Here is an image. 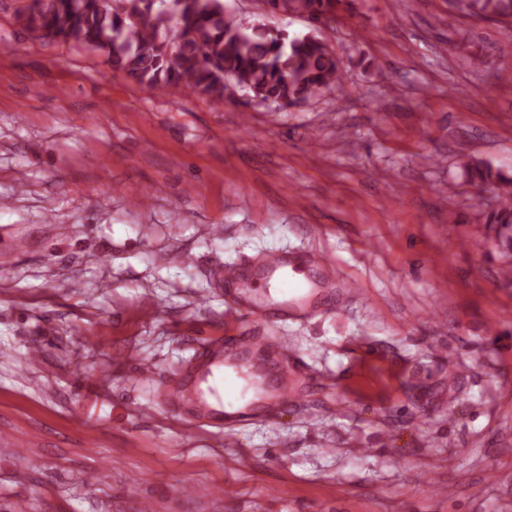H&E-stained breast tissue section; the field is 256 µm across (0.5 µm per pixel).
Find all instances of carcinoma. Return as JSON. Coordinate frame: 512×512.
Listing matches in <instances>:
<instances>
[{
    "mask_svg": "<svg viewBox=\"0 0 512 512\" xmlns=\"http://www.w3.org/2000/svg\"><path fill=\"white\" fill-rule=\"evenodd\" d=\"M270 12H295L312 22L336 19L342 0H265ZM463 16L512 18V0H449ZM17 19L43 39L100 51L115 72L142 87L180 86L231 99L247 90L264 102L294 105L343 81L333 49L314 35L289 37L265 25L245 27L224 0H39ZM471 184L491 186L496 204L480 212L500 246L512 247V177L485 164H464Z\"/></svg>",
    "mask_w": 512,
    "mask_h": 512,
    "instance_id": "carcinoma-1",
    "label": "carcinoma"
}]
</instances>
